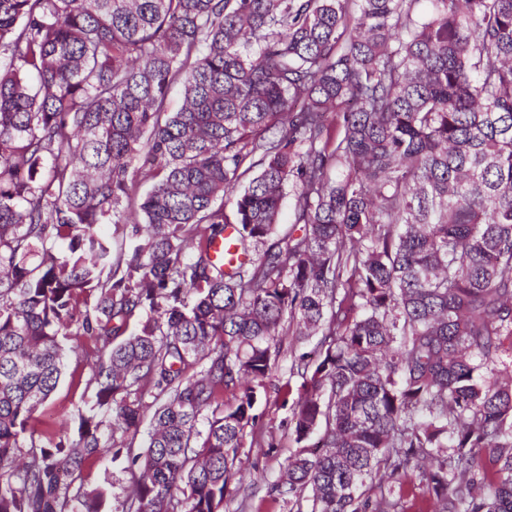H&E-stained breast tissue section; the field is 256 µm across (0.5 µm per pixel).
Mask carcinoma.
<instances>
[{
	"instance_id": "obj_1",
	"label": "carcinoma",
	"mask_w": 512,
	"mask_h": 512,
	"mask_svg": "<svg viewBox=\"0 0 512 512\" xmlns=\"http://www.w3.org/2000/svg\"><path fill=\"white\" fill-rule=\"evenodd\" d=\"M285 330L289 512H512V0H0V512H224ZM235 231L232 228H226L224 230L223 239H218L212 246V256L214 260L219 263H224V269H228L231 263L236 262V256L238 260H242L243 256L240 255L234 244ZM228 255L231 257L228 258ZM280 339L282 351L279 358V368L275 373L274 381H276V383L277 377L288 376V369L294 357L298 356L300 353L310 351L316 343V339L306 343L297 342L294 339V336L288 334L286 336H282ZM76 369V362L71 358L66 367L65 375L60 381L57 389L49 399L35 414L41 418H53L64 416L69 420L70 426L72 420L77 417L78 410H84L89 402L90 392L84 393L85 381L90 378L92 371L89 365H80L77 370L83 373V383L76 386L72 383L71 374ZM90 484L100 487L106 492L103 510L106 512H122V503L130 484V475L110 462L99 463L93 467L89 475Z\"/></svg>"
}]
</instances>
